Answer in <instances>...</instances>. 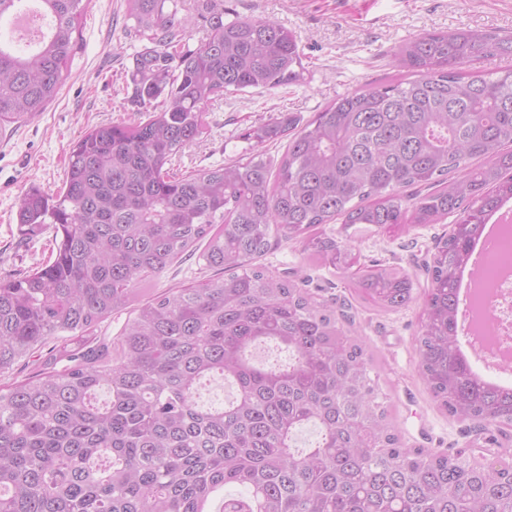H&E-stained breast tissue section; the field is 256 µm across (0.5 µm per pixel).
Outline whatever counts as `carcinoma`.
<instances>
[{"label": "carcinoma", "mask_w": 512, "mask_h": 512, "mask_svg": "<svg viewBox=\"0 0 512 512\" xmlns=\"http://www.w3.org/2000/svg\"><path fill=\"white\" fill-rule=\"evenodd\" d=\"M88 4L0 0L1 128L56 98ZM125 6L146 40L129 101L149 116L84 132L59 191L29 189L18 223L52 231L50 256L0 279V371L45 352L34 376L0 387V512H209L228 486L246 493L223 512H512V468L401 447L346 315L256 263L284 238L351 273L353 248L323 225L400 233L457 215L427 267L419 369L450 414L512 426V386L473 371L456 304L484 226L512 201V69L462 66L512 56V36L409 40L394 63L416 79L343 95L300 128L284 114L247 132L288 137L277 165L258 152L187 173L179 157L208 105L299 82L305 56L285 27L226 22L216 0L183 17L179 0ZM198 20L206 40L190 50L182 33ZM202 240L213 276L136 300ZM352 284L386 310L416 300L403 268L372 264ZM134 302L118 336L96 334ZM262 346L286 358L265 364ZM216 378L234 394L204 408L198 391Z\"/></svg>", "instance_id": "cac0c4a2"}]
</instances>
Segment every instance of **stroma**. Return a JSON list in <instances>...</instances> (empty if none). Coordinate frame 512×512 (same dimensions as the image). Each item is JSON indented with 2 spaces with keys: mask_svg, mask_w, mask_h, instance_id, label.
Instances as JSON below:
<instances>
[{
  "mask_svg": "<svg viewBox=\"0 0 512 512\" xmlns=\"http://www.w3.org/2000/svg\"><path fill=\"white\" fill-rule=\"evenodd\" d=\"M224 18L266 17L295 32L305 55L302 81L285 90H253L224 96L205 114L201 137L187 147L182 169L199 170L249 155L251 127L288 113L310 120L338 96L407 78L393 56L404 41L439 30L471 28L512 34V0H223ZM124 0H91L80 24L78 49L56 99L37 118L0 131V278L20 276L46 262L49 229L28 232L17 222L30 188L58 191L72 143L101 124L133 121L122 63L142 46L129 35ZM452 220L392 236L364 225H328L349 243L362 265L380 262L406 269L417 291L427 285L438 237ZM276 276L304 279L318 302L344 307L352 335L364 344L377 401L386 407L403 447L460 451L479 462L512 465V428L498 444L485 432L443 411L418 369L416 337L422 304L384 311L364 302L336 268L302 255L295 242H281L261 259Z\"/></svg>",
  "mask_w": 512,
  "mask_h": 512,
  "instance_id": "1",
  "label": "stroma"
}]
</instances>
